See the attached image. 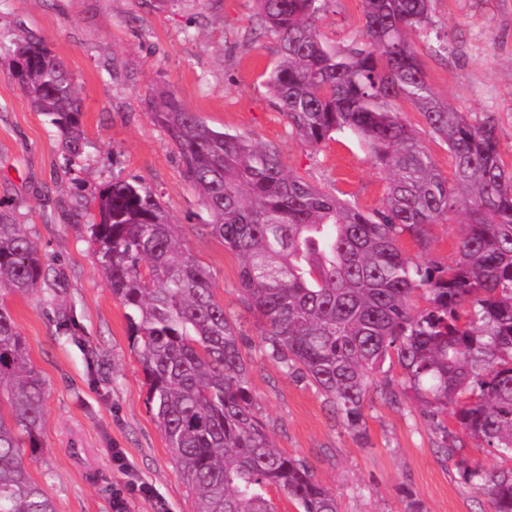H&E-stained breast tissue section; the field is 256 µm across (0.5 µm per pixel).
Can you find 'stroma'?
<instances>
[{
  "instance_id": "35a3bbf8",
  "label": "stroma",
  "mask_w": 512,
  "mask_h": 512,
  "mask_svg": "<svg viewBox=\"0 0 512 512\" xmlns=\"http://www.w3.org/2000/svg\"><path fill=\"white\" fill-rule=\"evenodd\" d=\"M256 9L255 0H0V210L26 226L48 270L47 283L30 295L0 293L47 387L39 445L25 455L28 472L56 512H115L119 488L125 512H196L147 406L126 310L91 240L100 191L115 179H138L178 224L236 321L276 445L307 462L340 512H405L411 498L424 512H494L445 447H458L472 466L488 469L495 459L452 417L426 414L416 395L391 402L384 390L403 380L397 363L375 373L355 433L315 388L268 358L239 299L240 259L206 232L211 216L148 115L154 93L172 89L212 128L275 147L285 172L363 211L379 209L387 179L362 137L345 131L312 149L292 133L265 83L277 43L256 29ZM431 15L451 51L445 58L422 51L429 86L471 119L492 113L512 168V0H432ZM319 25L337 45L358 39L362 0H326ZM30 34L63 60L82 98L88 144L79 158L68 159L10 76L15 43ZM462 220L441 217L427 228L426 248L404 235L400 249L415 262L454 265ZM141 485L151 496L138 493Z\"/></svg>"
}]
</instances>
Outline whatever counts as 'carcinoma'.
<instances>
[{"instance_id":"1","label":"carcinoma","mask_w":512,"mask_h":512,"mask_svg":"<svg viewBox=\"0 0 512 512\" xmlns=\"http://www.w3.org/2000/svg\"><path fill=\"white\" fill-rule=\"evenodd\" d=\"M259 28L279 57L266 77L295 134L317 149L333 134L363 136L388 177L382 207L364 214L284 172L277 150L208 126L171 91L150 119L177 148L213 220L206 229L240 259L239 293L270 358L316 388L336 418L360 428L370 378L394 360L400 402L420 394L432 417L452 414L497 466H457L494 505L512 512V170L493 114L471 120L429 87L409 34L433 32L430 0H363V31L340 47L320 33L324 0H257ZM10 75L57 129L72 157L84 147L83 108L64 62L43 40L17 43ZM448 147L452 178L419 143L398 101ZM90 225L102 272L127 309L148 404L197 512H277L274 488L302 512H338L335 493L305 461L275 445L257 400L236 322L210 273L179 238L156 193L115 179ZM466 216L453 266L414 263L409 233ZM44 263L24 225L0 211V290L29 294ZM424 292L427 306L413 302ZM45 380L0 305V512H55L30 477L23 448L45 421Z\"/></svg>"}]
</instances>
